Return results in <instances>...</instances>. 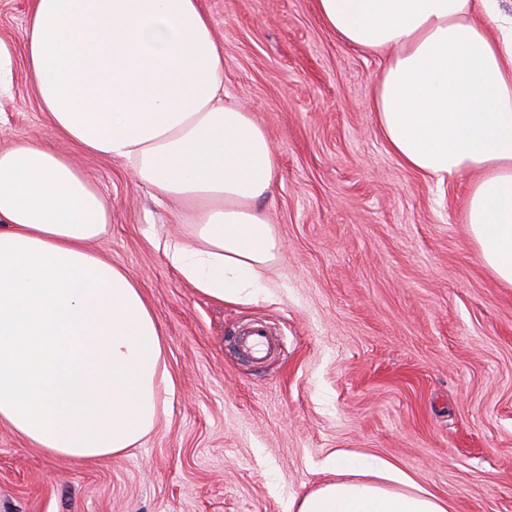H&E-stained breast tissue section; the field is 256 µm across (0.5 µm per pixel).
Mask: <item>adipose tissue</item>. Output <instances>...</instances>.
Wrapping results in <instances>:
<instances>
[{"label": "adipose tissue", "instance_id": "adipose-tissue-1", "mask_svg": "<svg viewBox=\"0 0 512 512\" xmlns=\"http://www.w3.org/2000/svg\"><path fill=\"white\" fill-rule=\"evenodd\" d=\"M346 46L378 56L371 106L406 167L476 173L466 222L512 285V24L496 0H316ZM27 69L54 132L128 163L156 201L191 204L193 237L166 241L199 292L253 302L279 255L260 200L277 171L265 130L224 93V49L200 0H33ZM112 206L64 155L0 150V422L63 460L119 455L174 390L164 338L126 272L92 252ZM341 478L290 512H449L392 464L335 460Z\"/></svg>", "mask_w": 512, "mask_h": 512}]
</instances>
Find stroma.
Segmentation results:
<instances>
[{
	"instance_id": "stroma-1",
	"label": "stroma",
	"mask_w": 512,
	"mask_h": 512,
	"mask_svg": "<svg viewBox=\"0 0 512 512\" xmlns=\"http://www.w3.org/2000/svg\"><path fill=\"white\" fill-rule=\"evenodd\" d=\"M224 47V91L278 163L263 199L283 248L255 302L202 295L164 241L192 236L124 162L59 138L22 57L0 95V149L68 156L112 203L91 249L142 289L175 389L157 427L106 459L50 458L0 424V512H288L345 452L386 460L450 512H512V285L465 222L472 176L403 166L371 108L379 58L340 43L315 0H202ZM280 352L243 363L253 321Z\"/></svg>"
}]
</instances>
